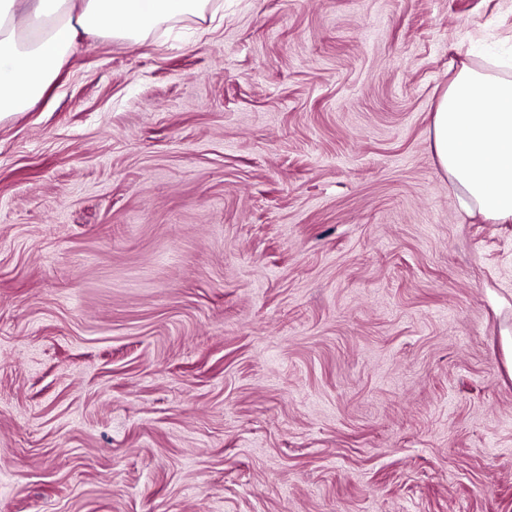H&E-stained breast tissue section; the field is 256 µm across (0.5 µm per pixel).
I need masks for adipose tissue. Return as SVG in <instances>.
Returning <instances> with one entry per match:
<instances>
[{
	"mask_svg": "<svg viewBox=\"0 0 512 512\" xmlns=\"http://www.w3.org/2000/svg\"><path fill=\"white\" fill-rule=\"evenodd\" d=\"M210 0H0V118L32 111L78 38L140 44ZM484 111H475L476 103ZM433 148L461 208L512 222V63L463 64L440 96Z\"/></svg>",
	"mask_w": 512,
	"mask_h": 512,
	"instance_id": "adipose-tissue-1",
	"label": "adipose tissue"
}]
</instances>
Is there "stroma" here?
<instances>
[{
	"label": "stroma",
	"mask_w": 512,
	"mask_h": 512,
	"mask_svg": "<svg viewBox=\"0 0 512 512\" xmlns=\"http://www.w3.org/2000/svg\"><path fill=\"white\" fill-rule=\"evenodd\" d=\"M512 0H222L0 119V512H512V223L432 146Z\"/></svg>",
	"instance_id": "obj_1"
}]
</instances>
